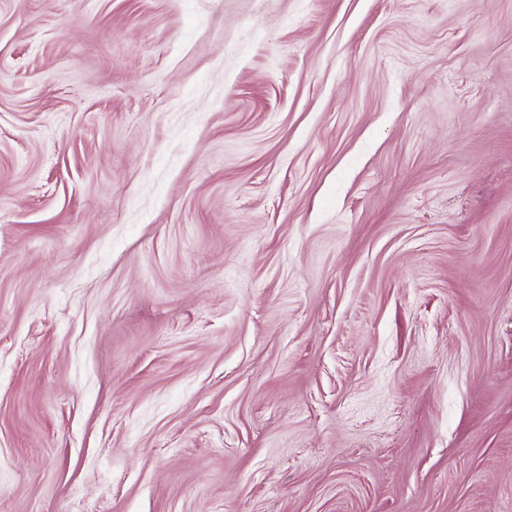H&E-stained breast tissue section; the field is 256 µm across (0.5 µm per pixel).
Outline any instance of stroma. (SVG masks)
Instances as JSON below:
<instances>
[{
	"label": "stroma",
	"mask_w": 512,
	"mask_h": 512,
	"mask_svg": "<svg viewBox=\"0 0 512 512\" xmlns=\"http://www.w3.org/2000/svg\"><path fill=\"white\" fill-rule=\"evenodd\" d=\"M0 512H512V0H0Z\"/></svg>",
	"instance_id": "1"
}]
</instances>
